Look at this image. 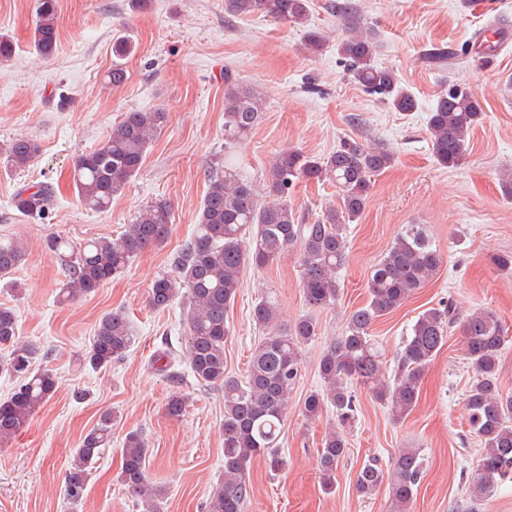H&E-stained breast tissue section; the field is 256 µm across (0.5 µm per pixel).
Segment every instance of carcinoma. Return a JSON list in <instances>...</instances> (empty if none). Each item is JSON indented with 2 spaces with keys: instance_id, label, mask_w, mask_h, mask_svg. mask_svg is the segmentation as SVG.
Segmentation results:
<instances>
[{
  "instance_id": "1",
  "label": "carcinoma",
  "mask_w": 512,
  "mask_h": 512,
  "mask_svg": "<svg viewBox=\"0 0 512 512\" xmlns=\"http://www.w3.org/2000/svg\"><path fill=\"white\" fill-rule=\"evenodd\" d=\"M336 17L345 37L337 44L355 82L369 94L379 96L398 112H412L417 103L395 74L374 63L379 48L376 32L359 21L352 0H336ZM57 0H35L32 45L36 53L50 58L58 47ZM309 0H224V13L257 16L280 23L303 24ZM501 32L479 31L473 52L485 57L497 51ZM322 32H305V47L322 51ZM457 54L433 48L420 56L422 64L444 70ZM265 102L256 89L224 73V144L239 143L259 125ZM482 116L477 99L461 83H450L437 95L427 126L430 150L442 166L457 168L466 158L467 135ZM168 118L167 113L133 110L112 125L107 137L74 162L73 184L84 206L106 211L112 199L139 174L149 148ZM40 154V144L28 137L13 139L5 149L6 164L24 169ZM394 154L382 144L363 145L345 141L325 157L310 156L298 149L277 152L262 184L242 178L231 161L208 175L195 234L173 258L175 274L158 277L149 291V302L164 310L181 298L187 304L185 349L193 377L207 386L224 389V477L215 487L207 512H244L250 498L248 472L253 460L264 457L274 470L285 465L279 451L281 426L301 363V345L317 335L316 323L305 317L288 332H269L251 356L243 379H233L224 370V343L229 333L228 306L234 302L243 267L250 263L266 267L281 260L288 249L300 248L301 286L306 305L321 309L336 302V274L347 261L346 225L363 212L371 177L390 167ZM301 181L329 182L338 189L339 205L328 207L310 224L295 218L288 202L291 190ZM54 197L49 182L21 187L13 198L17 211L35 217L46 213ZM172 217L171 202L157 198L140 207L131 224L115 237L97 238L75 247L54 237L47 247L64 264L67 276L60 294L66 300L84 297L120 274L146 248L161 243ZM25 255L23 243L0 237V277L11 274ZM443 255L430 244L423 228L409 224L371 271L368 301L347 319L342 336L322 353L318 364L322 389L304 400L303 414L320 417L332 408L341 427L355 417L353 382L368 387L395 421L406 418L419 400L424 372L448 342L456 324H461L463 348L474 371L465 405V417L483 451L478 459L471 494L480 499L499 484L512 482V396H503L497 372L505 343L496 315L478 309L458 320L452 303L422 312L398 354L396 370L387 378L372 339L371 330L381 317L399 308L410 293L426 285L443 265ZM256 323L275 326V301L260 299L254 307ZM15 311L0 306V347L10 349L0 361V371L19 379L12 394L0 402V446L8 444L30 423L38 410L56 392L58 378L47 369H34L38 348L16 337ZM134 342L126 316L111 312L101 317L85 364L93 369L122 360ZM188 398L173 391L166 412L178 418L186 411ZM112 414L105 413L74 450L65 477L64 492L76 504L83 500L92 477L94 460L108 441ZM347 450L343 434L332 432L320 452L321 484L335 486L336 469ZM146 442L138 431L126 434L119 481L143 506L157 512L160 490L146 474ZM392 472L390 494L395 512H406L418 490L424 458L417 448H402L389 460ZM383 470L373 460L356 476V491L375 494L383 483Z\"/></svg>"
}]
</instances>
